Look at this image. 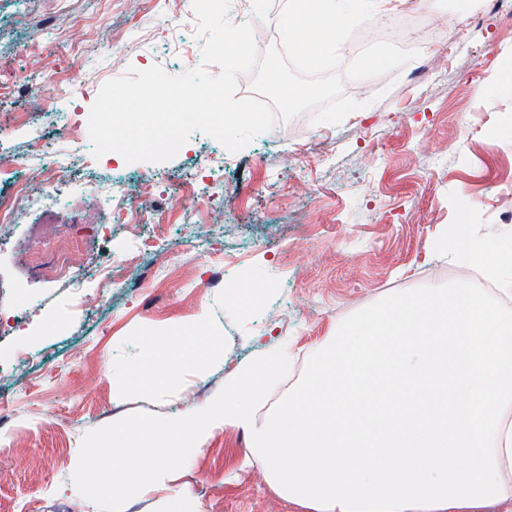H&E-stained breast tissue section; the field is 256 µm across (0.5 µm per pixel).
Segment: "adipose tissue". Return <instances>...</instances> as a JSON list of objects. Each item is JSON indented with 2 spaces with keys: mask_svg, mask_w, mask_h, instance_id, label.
Listing matches in <instances>:
<instances>
[{
  "mask_svg": "<svg viewBox=\"0 0 512 512\" xmlns=\"http://www.w3.org/2000/svg\"><path fill=\"white\" fill-rule=\"evenodd\" d=\"M142 342L144 352L138 365H112L113 377L123 380L132 391L148 389L160 379L171 385L179 384L186 373L208 369L224 350L222 338L208 331L193 336L149 333Z\"/></svg>",
  "mask_w": 512,
  "mask_h": 512,
  "instance_id": "adipose-tissue-1",
  "label": "adipose tissue"
}]
</instances>
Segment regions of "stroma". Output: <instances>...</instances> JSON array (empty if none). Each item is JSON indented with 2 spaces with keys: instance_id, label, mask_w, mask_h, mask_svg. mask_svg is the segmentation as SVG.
<instances>
[{
  "instance_id": "1",
  "label": "stroma",
  "mask_w": 512,
  "mask_h": 512,
  "mask_svg": "<svg viewBox=\"0 0 512 512\" xmlns=\"http://www.w3.org/2000/svg\"><path fill=\"white\" fill-rule=\"evenodd\" d=\"M454 0H398L393 12L362 25L339 49L349 63L366 46L401 44L407 30L441 26ZM469 0L460 21L419 58L365 82L348 80L346 96L362 109L342 124L302 115L277 122L242 150L225 154L196 132L170 161L126 163L116 153L85 152L78 173L60 189L71 196L81 173L104 189L114 174L134 193L149 182L170 206L159 221L104 223L107 200L86 213L60 207L55 225L14 226L0 237V282L27 288L35 304L19 311L20 326L0 340V512H99L81 500L71 476L82 438L134 411L177 417L211 400L224 376L258 351L287 337L297 369L315 343L343 319L385 296L448 280L471 281L469 267L436 254L433 244L453 219L449 192L469 196L483 219L481 233L505 231L512 209V16L481 12ZM176 0H0V71L24 68L49 75L61 92L38 86L0 91V117L21 125L0 132V186L18 177L11 158L29 154L63 133L48 115L72 111L74 95L90 109L103 84L130 69L178 61L165 50L129 51L133 38H155ZM111 37L102 46L103 37ZM204 169L197 218L180 210L189 174ZM70 227L60 255L92 268L111 260L125 271L109 295L82 276L91 302L75 307L67 287L28 271L40 242L56 224ZM154 245L137 267L127 258L135 239ZM258 290L245 310L226 305L224 291L242 282ZM216 329L224 357L180 387L159 384L127 393L112 363L136 364L143 332ZM173 487L200 512H299L269 484L248 454L244 434L216 429Z\"/></svg>"
}]
</instances>
